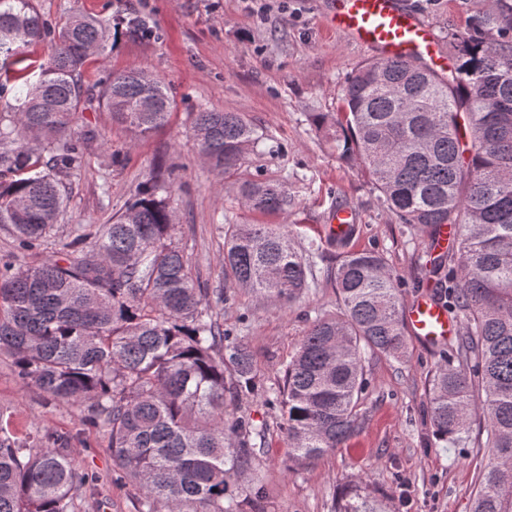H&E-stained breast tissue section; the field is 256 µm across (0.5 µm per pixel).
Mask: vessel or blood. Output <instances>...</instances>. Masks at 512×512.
Here are the masks:
<instances>
[{
    "mask_svg": "<svg viewBox=\"0 0 512 512\" xmlns=\"http://www.w3.org/2000/svg\"><path fill=\"white\" fill-rule=\"evenodd\" d=\"M326 25L380 56L421 60L435 68L443 64L432 29L403 0H333ZM406 321L413 335L431 347L446 344L458 331L445 304L428 293L411 305Z\"/></svg>",
    "mask_w": 512,
    "mask_h": 512,
    "instance_id": "b4317fda",
    "label": "vessel or blood"
}]
</instances>
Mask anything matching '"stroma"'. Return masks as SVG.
Masks as SVG:
<instances>
[{"label":"stroma","mask_w":512,"mask_h":512,"mask_svg":"<svg viewBox=\"0 0 512 512\" xmlns=\"http://www.w3.org/2000/svg\"><path fill=\"white\" fill-rule=\"evenodd\" d=\"M419 6L435 33L460 27L485 11L491 0H405ZM327 0H34L40 14L59 23L86 13L120 23V38L83 72L86 93L80 124L92 130L80 166L65 178L67 205L51 242L71 237L82 224H109L132 201L152 173L168 172L170 205L176 216L173 242L181 247L201 287L224 289L221 319L230 340L253 353L260 393L243 392L226 403L224 417L247 416L264 435L249 471L235 477L246 490L262 478L260 510L243 512H338L353 490L376 500L385 512H470L477 477L485 464L486 434L472 423L466 443L452 444L433 433L430 379L442 350L410 338L403 360L366 355V387L358 406L359 429L342 448L311 464L288 459L283 411L272 395L309 325L336 311V288L325 276L336 252L319 228L336 209L356 213L351 250L379 251L399 279L403 305L424 293L421 267L431 255L416 231L400 223L377 199L367 175L341 161L312 125L313 112H332L351 71L374 58L372 50L327 31ZM147 23L149 33L130 30L129 19ZM148 68L173 100L166 126L132 140L113 121L100 98L114 73ZM238 112L260 142L225 174L197 153L196 113ZM285 183L292 199L287 216L240 205V185L255 177ZM232 224L284 225L296 246H319L308 293L290 303H261L223 274L224 241ZM0 412L18 432L51 429L72 437L75 467L91 478L94 496L85 512H136L138 492L115 480L107 437L80 425L76 407L25 384L11 360L0 356Z\"/></svg>","instance_id":"obj_1"}]
</instances>
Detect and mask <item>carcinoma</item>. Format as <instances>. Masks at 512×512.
Instances as JSON below:
<instances>
[{"label": "carcinoma", "instance_id": "obj_1", "mask_svg": "<svg viewBox=\"0 0 512 512\" xmlns=\"http://www.w3.org/2000/svg\"><path fill=\"white\" fill-rule=\"evenodd\" d=\"M114 38L102 19L73 16L55 30L34 0H0V94L16 102L0 113V224L17 241L0 256V354L107 436L116 479L138 491L137 512H240L230 479L251 465L254 429L243 416L227 424L224 401L259 382L247 347L228 341L218 319L224 289L200 287L173 245L161 174L114 223L83 225L40 264L25 262L64 209L61 177L83 157L88 134L74 130L82 70ZM446 38L457 50L450 75L370 59L345 80L337 111L310 120L428 245L443 226L458 227L457 249L423 275L460 317L431 379L430 419L452 443L483 419L488 455L471 512H512V0H495ZM46 39L37 73L13 69L24 46ZM101 97L136 139L171 115L166 85L143 68L110 76ZM193 135L199 154L226 172L260 141L238 112L197 113ZM239 199L253 211L288 212V189L269 180L244 182ZM347 245L336 240V266L326 270L338 310L307 330L276 395L297 462L356 431L364 355L401 359L408 350L398 279L379 252ZM314 264L312 250L297 251L280 227L234 224L222 267L257 299L290 302L310 288ZM69 444L50 430L20 435L0 413V512H76L88 480ZM339 512L377 510L356 493Z\"/></svg>", "mask_w": 512, "mask_h": 512}]
</instances>
